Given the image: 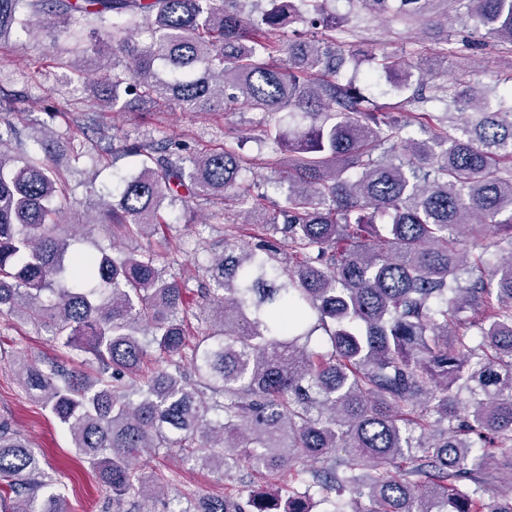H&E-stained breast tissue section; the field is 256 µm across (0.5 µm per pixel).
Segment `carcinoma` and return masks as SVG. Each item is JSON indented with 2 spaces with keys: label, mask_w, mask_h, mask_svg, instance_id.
I'll return each mask as SVG.
<instances>
[{
  "label": "carcinoma",
  "mask_w": 512,
  "mask_h": 512,
  "mask_svg": "<svg viewBox=\"0 0 512 512\" xmlns=\"http://www.w3.org/2000/svg\"><path fill=\"white\" fill-rule=\"evenodd\" d=\"M245 2L0 0V38L47 16L63 33L89 27L58 66L80 74L98 62L102 111L123 95L185 112H231L242 100L288 125L270 136L286 153L273 160L284 204L262 218L285 233L288 257L264 239H226L193 286L152 249L73 248L60 161L81 152L44 134V157L11 156L3 144L15 131L0 128V317L40 324L83 354L80 370L0 359L116 512H152L165 485L146 483L138 461L160 449L226 479L288 472L302 485L170 512H512V459L496 457L512 448V74L495 101L496 88L462 79L425 94L421 76L382 106L342 72L330 0H253L248 18ZM348 2L413 26L433 0ZM448 2L467 11L436 55L483 38L512 52V0ZM362 57L411 90L413 72L394 55ZM72 125L85 137L101 130L92 116ZM184 151L152 137L101 149L100 160L130 157L138 172L119 178L99 223L114 236L154 234L171 224L165 199L221 200L211 218L226 224L252 211L242 156ZM192 306L212 320L193 341ZM318 331L324 347L311 345ZM503 464L508 481L486 501ZM0 512H70L40 451L6 421Z\"/></svg>",
  "instance_id": "1"
}]
</instances>
